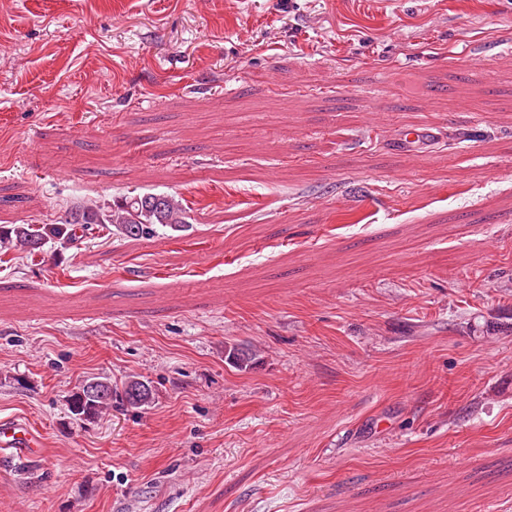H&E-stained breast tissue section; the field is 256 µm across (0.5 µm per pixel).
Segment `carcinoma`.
I'll use <instances>...</instances> for the list:
<instances>
[{
    "label": "carcinoma",
    "instance_id": "obj_1",
    "mask_svg": "<svg viewBox=\"0 0 512 512\" xmlns=\"http://www.w3.org/2000/svg\"><path fill=\"white\" fill-rule=\"evenodd\" d=\"M189 215L175 196L143 192L122 196L112 202L87 200L74 204L66 219L58 224H0V264L14 261L12 253L22 250L30 255L52 244L66 250L79 241L107 230L120 237L140 241L159 235V229L189 231ZM224 354L235 367L243 369L256 353L237 344L224 345ZM155 401L150 382L131 376L121 386L112 385L107 377L82 381L68 399L74 418L91 420L114 407L144 410Z\"/></svg>",
    "mask_w": 512,
    "mask_h": 512
}]
</instances>
